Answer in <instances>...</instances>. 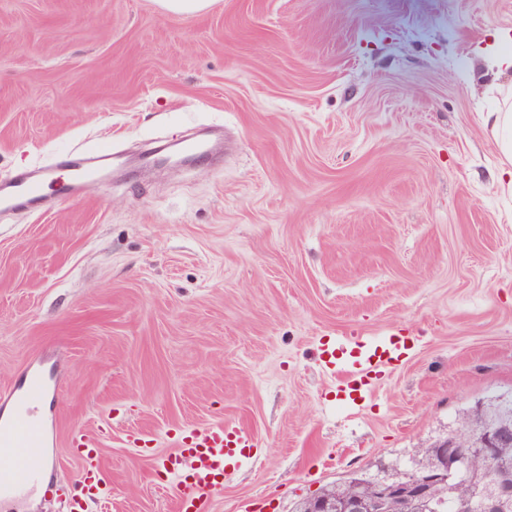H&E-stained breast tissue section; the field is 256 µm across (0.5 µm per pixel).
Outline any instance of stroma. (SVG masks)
Returning <instances> with one entry per match:
<instances>
[{
	"mask_svg": "<svg viewBox=\"0 0 512 512\" xmlns=\"http://www.w3.org/2000/svg\"><path fill=\"white\" fill-rule=\"evenodd\" d=\"M498 31L512 0H0V178L224 131L199 166L0 212V391L44 369L54 433L48 485L0 512H68L85 432L90 512H175L156 462L219 422L258 448L210 512H294L512 390ZM382 336L402 360L351 403L317 351ZM106 482L107 480L101 466L93 465L89 467L85 470L78 483L77 492L74 497L75 501L81 506L84 498L96 494ZM79 506H77L76 511L81 509Z\"/></svg>",
	"mask_w": 512,
	"mask_h": 512,
	"instance_id": "obj_1",
	"label": "stroma"
}]
</instances>
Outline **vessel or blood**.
<instances>
[{"mask_svg": "<svg viewBox=\"0 0 512 512\" xmlns=\"http://www.w3.org/2000/svg\"><path fill=\"white\" fill-rule=\"evenodd\" d=\"M111 161L107 151L87 154L73 149L54 165L15 173L0 181V210L42 211L51 202L47 189L55 183L56 169L67 171L65 189L76 192ZM403 348V343L391 338L373 348L350 352L327 345L321 350V359L326 365L341 367L349 391L362 395L369 389L371 373L397 365ZM46 391L41 373H26L10 394L9 408L0 411V454L14 460L12 466L0 469V498L31 491L43 477V450L48 441L38 409ZM252 443L248 430L240 426L220 423L183 430L174 452L159 463L174 478L177 512H206L208 493L222 485L227 469L246 458ZM105 483L101 466L86 469L77 486L76 501L96 494Z\"/></svg>", "mask_w": 512, "mask_h": 512, "instance_id": "obj_1", "label": "vessel or blood"}]
</instances>
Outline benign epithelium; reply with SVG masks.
I'll return each mask as SVG.
<instances>
[{"instance_id": "obj_1", "label": "benign epithelium", "mask_w": 512, "mask_h": 512, "mask_svg": "<svg viewBox=\"0 0 512 512\" xmlns=\"http://www.w3.org/2000/svg\"><path fill=\"white\" fill-rule=\"evenodd\" d=\"M512 444V425L489 421L477 437L462 448L455 441L434 444L435 454L431 465L420 474L399 482H380L373 485V494L367 497H345L341 501L317 496L309 501L310 512H393L397 505L420 508L430 500V492L437 486L459 477L468 458L496 457L497 449ZM492 492L484 498L481 512H507L512 507V472L495 471L489 476Z\"/></svg>"}]
</instances>
